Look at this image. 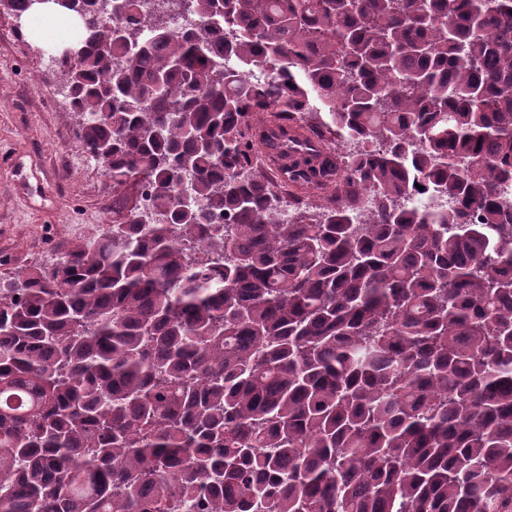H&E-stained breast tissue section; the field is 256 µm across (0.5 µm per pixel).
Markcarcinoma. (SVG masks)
Masks as SVG:
<instances>
[{
    "label": "carcinoma",
    "mask_w": 512,
    "mask_h": 512,
    "mask_svg": "<svg viewBox=\"0 0 512 512\" xmlns=\"http://www.w3.org/2000/svg\"><path fill=\"white\" fill-rule=\"evenodd\" d=\"M163 2L77 33L137 196L0 274V512H512V0Z\"/></svg>",
    "instance_id": "carcinoma-1"
}]
</instances>
